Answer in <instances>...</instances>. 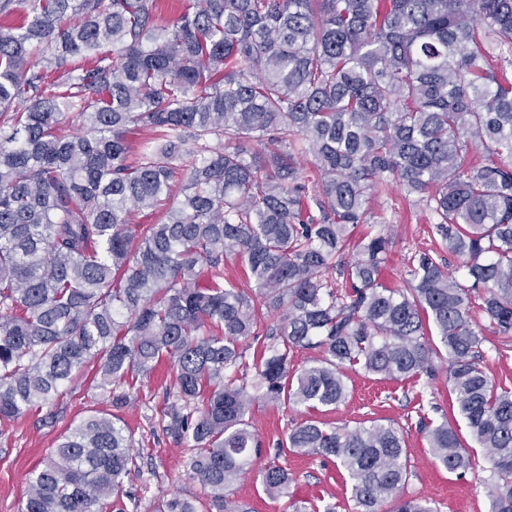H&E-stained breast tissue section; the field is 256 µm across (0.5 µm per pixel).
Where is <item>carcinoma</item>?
<instances>
[{"mask_svg": "<svg viewBox=\"0 0 512 512\" xmlns=\"http://www.w3.org/2000/svg\"><path fill=\"white\" fill-rule=\"evenodd\" d=\"M177 2L166 15L161 0H0L22 16L0 28V424L56 401L91 362L92 389L120 408L167 360L161 420L193 449L187 475L208 512H247L224 489L261 455L255 401L336 408L347 367L398 380L446 354L458 413L488 450L490 512H512V391L480 365L478 321L512 337V81L499 75L512 0ZM473 144L487 155L468 164ZM387 177L430 212L465 282L421 252L385 285L380 232L346 260ZM164 204L162 222L134 223ZM227 259L253 292L224 284ZM297 347L320 353L298 372ZM416 428L445 470L475 471L448 422L423 413ZM404 445L392 423L309 419L277 451L335 462L354 512H435L403 495ZM133 448L94 411L33 470L21 512H126ZM261 481L282 498L292 474L273 461ZM162 512L197 510L173 496Z\"/></svg>", "mask_w": 512, "mask_h": 512, "instance_id": "carcinoma-1", "label": "carcinoma"}]
</instances>
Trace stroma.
<instances>
[{
  "label": "stroma",
  "mask_w": 512,
  "mask_h": 512,
  "mask_svg": "<svg viewBox=\"0 0 512 512\" xmlns=\"http://www.w3.org/2000/svg\"><path fill=\"white\" fill-rule=\"evenodd\" d=\"M372 222L378 231L390 234L382 268L388 284H403L411 258L428 249L437 252L450 273L464 280L460 257L452 253L434 232L432 217L423 206L410 204L393 183H385L371 204ZM483 365L499 387L512 390V343L504 344L493 325L483 323ZM174 382L169 363H161L150 375L138 379L130 391L131 401L117 414L129 428L140 469L126 479L133 500L128 512H157L163 500L180 495L204 502L203 490L184 471L191 450L167 433L161 422L166 393ZM349 397L337 408L315 412L288 404L256 403L248 416L250 430L263 443L265 458H278L294 476L290 495L300 505L318 506L320 512H353L350 487L332 462L316 456H276L277 442L285 439L291 426L314 418L327 427H356L369 419L395 424L404 433L411 471L405 493L430 502L435 512H489L490 464L482 448H475L476 472L458 476L440 467L427 440L415 424L420 408H431L434 421H449L458 428L466 423L454 410L449 394L446 364L440 363L432 376L381 380L362 370H347ZM107 403L94 391L80 386L69 390L53 404L25 412L10 424L0 425V512H20L30 472L49 448L71 425ZM230 499L248 504L252 512H284V500L271 499L264 491L257 470H250L229 487Z\"/></svg>",
  "instance_id": "1"
}]
</instances>
